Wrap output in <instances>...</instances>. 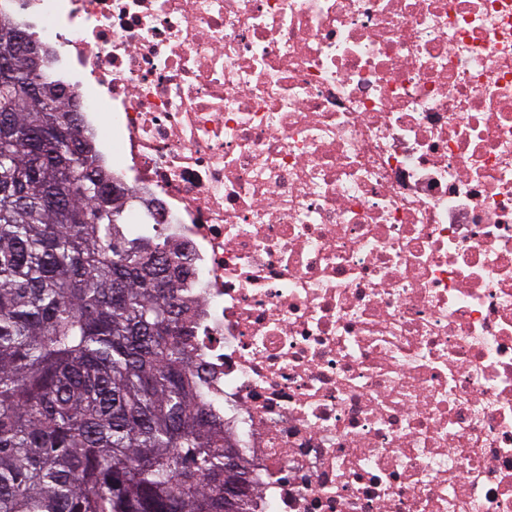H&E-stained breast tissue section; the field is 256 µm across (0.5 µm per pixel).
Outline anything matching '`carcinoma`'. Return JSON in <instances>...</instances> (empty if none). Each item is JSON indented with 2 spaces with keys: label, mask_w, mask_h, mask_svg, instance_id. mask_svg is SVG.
I'll list each match as a JSON object with an SVG mask.
<instances>
[{
  "label": "carcinoma",
  "mask_w": 512,
  "mask_h": 512,
  "mask_svg": "<svg viewBox=\"0 0 512 512\" xmlns=\"http://www.w3.org/2000/svg\"><path fill=\"white\" fill-rule=\"evenodd\" d=\"M0 512H249L192 371L180 257L124 234L62 95L0 81Z\"/></svg>",
  "instance_id": "obj_1"
}]
</instances>
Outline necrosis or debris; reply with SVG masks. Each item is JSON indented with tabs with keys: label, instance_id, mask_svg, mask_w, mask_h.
<instances>
[{
	"label": "necrosis or debris",
	"instance_id": "obj_1",
	"mask_svg": "<svg viewBox=\"0 0 512 512\" xmlns=\"http://www.w3.org/2000/svg\"><path fill=\"white\" fill-rule=\"evenodd\" d=\"M182 256L254 512H512V0H0Z\"/></svg>",
	"mask_w": 512,
	"mask_h": 512
}]
</instances>
